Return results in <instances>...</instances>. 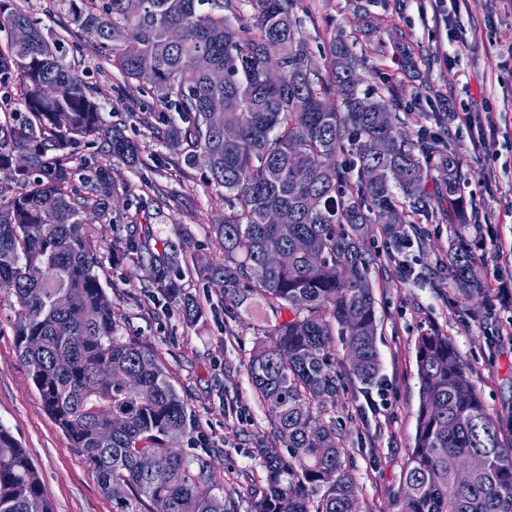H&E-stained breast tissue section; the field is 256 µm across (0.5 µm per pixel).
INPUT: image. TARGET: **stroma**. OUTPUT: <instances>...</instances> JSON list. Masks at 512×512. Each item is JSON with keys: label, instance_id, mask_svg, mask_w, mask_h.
Listing matches in <instances>:
<instances>
[{"label": "stroma", "instance_id": "1", "mask_svg": "<svg viewBox=\"0 0 512 512\" xmlns=\"http://www.w3.org/2000/svg\"><path fill=\"white\" fill-rule=\"evenodd\" d=\"M58 35L66 61L97 86L108 120L125 128L141 148L134 168H121L130 187L148 179L186 199L183 207H150L136 227L148 248L168 250L184 293L200 313L187 318L182 304L152 301L148 264L126 258L107 224L92 225L103 245L102 284L120 335L152 345L201 429L209 438L213 466L238 512L264 487L258 447L270 437V416L256 399L246 363L272 314L261 304L244 310L225 301L219 281L197 279L193 261H224L213 226L224 216L218 189L181 165L154 131L161 106L151 97L126 101L121 75L100 59L93 40L56 0H19ZM432 0H297L295 14L315 54L344 35L366 53L361 90L397 89L401 131L451 140L465 158L462 187L470 233L485 273L501 268L512 280V263L496 251L512 250V0H456L447 24L432 18ZM505 113L499 131L481 132L459 120L483 107ZM424 235L397 250L371 232L367 248L377 262L370 279L379 319L381 383L363 391L345 376L330 417L344 431V445L366 512H392L415 432L419 401L416 340L436 329L456 345L483 403L512 442V307L491 304L492 291L475 297L455 292L446 263L452 230L441 215L419 220ZM18 306L0 293V425L11 431L41 474L55 512H112L89 464L45 411L19 356L14 324Z\"/></svg>", "mask_w": 512, "mask_h": 512}]
</instances>
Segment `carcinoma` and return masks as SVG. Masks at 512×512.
<instances>
[{"mask_svg":"<svg viewBox=\"0 0 512 512\" xmlns=\"http://www.w3.org/2000/svg\"><path fill=\"white\" fill-rule=\"evenodd\" d=\"M58 2L128 95L167 108L158 120L181 163L224 189V219L214 225L224 264L199 260L196 275L223 278L235 306L259 300L277 316L246 364L272 429L259 449L265 488L250 512H361L343 436L325 418L343 385L335 342L357 354L348 373L364 388L379 382L373 224L401 249L414 216L448 203L457 227L448 276L458 292L482 293L475 242L460 231L469 224L461 156L435 135L398 131L394 95L359 90L361 59L344 39L330 42L320 68L296 0H248L249 17L240 0H145L138 15L127 0ZM17 27L31 34L25 46L12 39ZM0 35V84L13 80L21 100L0 120V170L19 187L0 190V291L19 307L16 345L43 407L105 495L124 486L112 512H237L219 493L195 412L152 346L118 336L101 282L90 225L125 230L111 203L130 188L114 164L135 163L138 146L105 119L97 88L16 0H0ZM216 70L224 82L213 81ZM53 84L72 93L50 98ZM83 147L104 161L77 162ZM278 210L288 223H268ZM147 260L158 293L177 287L165 255ZM415 359L419 405L396 512H512V447L456 346L431 329L418 336ZM115 416L125 425L103 437ZM0 512H53L38 470L3 426Z\"/></svg>","mask_w":512,"mask_h":512,"instance_id":"cac0c4a2","label":"carcinoma"}]
</instances>
